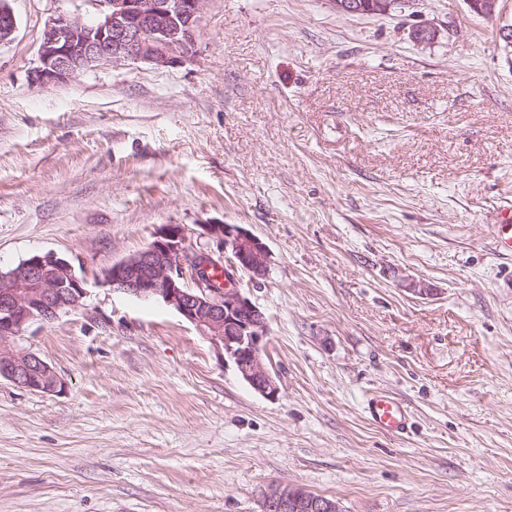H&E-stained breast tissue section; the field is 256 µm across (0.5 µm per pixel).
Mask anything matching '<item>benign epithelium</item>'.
I'll use <instances>...</instances> for the list:
<instances>
[{"label":"benign epithelium","instance_id":"7a95c632","mask_svg":"<svg viewBox=\"0 0 512 512\" xmlns=\"http://www.w3.org/2000/svg\"><path fill=\"white\" fill-rule=\"evenodd\" d=\"M100 18L92 24L68 15L49 18L38 50L32 81L40 86L67 82L106 62L132 60L166 67L192 42L206 0H97ZM480 16L496 15L498 0H467ZM16 19L0 0V44L12 40ZM437 28L422 24L410 38L433 43ZM202 234L217 240L224 253L223 282L206 281L215 261L195 254L198 267L185 263L186 235L181 224H162L138 253L112 264L105 282L114 292L158 300L172 308L207 339L218 358L233 365L255 391L274 399L280 389L263 361L266 318L245 296L238 274L257 283L270 265L266 245L237 224H202ZM192 280L189 286L186 280ZM86 295L72 263L55 253L35 254L7 272L0 271V378L40 393H59L64 380L38 355L21 352L17 340L34 325L45 326L79 306ZM261 512H342L337 501L290 484L275 483L262 495Z\"/></svg>","mask_w":512,"mask_h":512}]
</instances>
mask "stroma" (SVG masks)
<instances>
[{
	"instance_id": "stroma-1",
	"label": "stroma",
	"mask_w": 512,
	"mask_h": 512,
	"mask_svg": "<svg viewBox=\"0 0 512 512\" xmlns=\"http://www.w3.org/2000/svg\"><path fill=\"white\" fill-rule=\"evenodd\" d=\"M7 3L0 270L54 252L88 294L17 343L61 393L0 379V512H261L274 483L343 512H512V257L487 222L512 199V0L490 19L466 0H207L175 65L43 87L45 22L99 9ZM423 22L437 41L409 39ZM206 223L270 251L266 278L239 280L277 398L164 303L104 283L162 224L216 251ZM376 389L407 434L366 419Z\"/></svg>"
}]
</instances>
